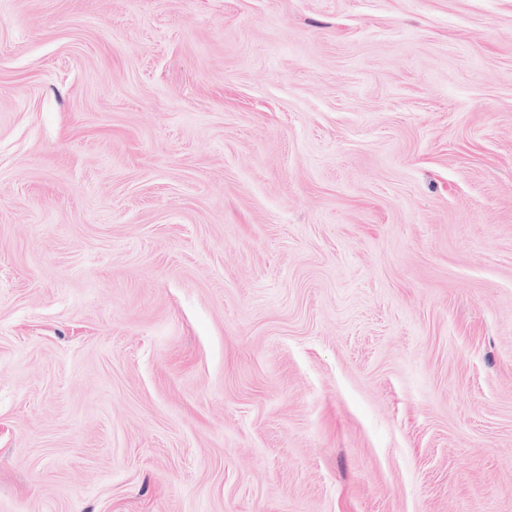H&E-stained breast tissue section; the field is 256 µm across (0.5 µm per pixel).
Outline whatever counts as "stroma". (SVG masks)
<instances>
[{
    "label": "stroma",
    "instance_id": "35a3bbf8",
    "mask_svg": "<svg viewBox=\"0 0 512 512\" xmlns=\"http://www.w3.org/2000/svg\"><path fill=\"white\" fill-rule=\"evenodd\" d=\"M0 512H512V0H0Z\"/></svg>",
    "mask_w": 512,
    "mask_h": 512
}]
</instances>
